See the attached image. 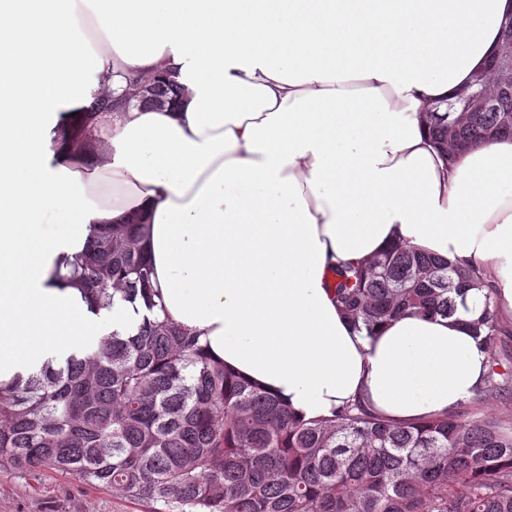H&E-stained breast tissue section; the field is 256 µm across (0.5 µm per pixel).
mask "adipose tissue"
<instances>
[{
	"label": "adipose tissue",
	"instance_id": "obj_1",
	"mask_svg": "<svg viewBox=\"0 0 512 512\" xmlns=\"http://www.w3.org/2000/svg\"><path fill=\"white\" fill-rule=\"evenodd\" d=\"M512 0H0V383L60 365L94 321L66 261L140 215L163 315L304 417L362 398L396 423L454 411L490 367L469 323L378 335L337 311L331 264L404 240L483 263L512 321V138L446 163L428 116L499 49ZM172 75L176 106L99 113L101 87Z\"/></svg>",
	"mask_w": 512,
	"mask_h": 512
}]
</instances>
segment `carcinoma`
Returning <instances> with one entry per match:
<instances>
[{
    "instance_id": "cac0c4a2",
    "label": "carcinoma",
    "mask_w": 512,
    "mask_h": 512,
    "mask_svg": "<svg viewBox=\"0 0 512 512\" xmlns=\"http://www.w3.org/2000/svg\"><path fill=\"white\" fill-rule=\"evenodd\" d=\"M155 78L129 76L98 93L100 112H118ZM491 109L432 112L430 134L452 160L473 145L512 137V93ZM182 88L167 81L159 103ZM91 311H112L115 296L151 301L144 225L101 224L69 263ZM338 311L367 335L405 315L453 316L469 288H487L478 263L459 264L398 242L367 262L332 267ZM492 350L512 330L496 299L469 324ZM490 370L477 390L512 396V376ZM70 474L121 493L150 512H512V417L452 413L394 424L363 399L330 417L294 415L275 396L203 353L196 336L146 315L137 331L110 332L97 348L0 384V466Z\"/></svg>"
}]
</instances>
